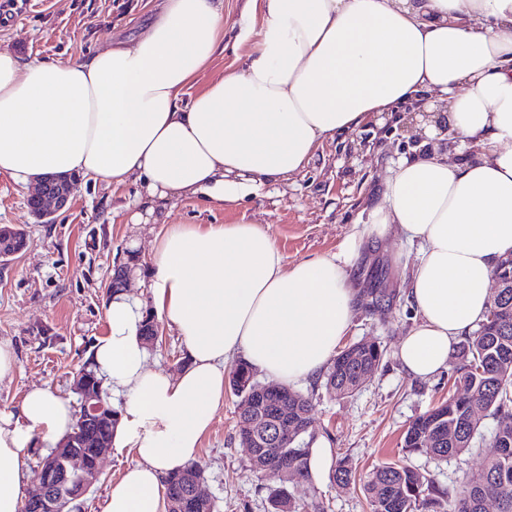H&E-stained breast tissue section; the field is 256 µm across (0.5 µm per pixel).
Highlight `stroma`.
<instances>
[{
	"instance_id": "stroma-1",
	"label": "stroma",
	"mask_w": 512,
	"mask_h": 512,
	"mask_svg": "<svg viewBox=\"0 0 512 512\" xmlns=\"http://www.w3.org/2000/svg\"><path fill=\"white\" fill-rule=\"evenodd\" d=\"M145 21V12L132 10L130 0H0V49L31 60L78 59L112 40L134 38ZM404 118V113L386 112L337 134L300 173L285 182L267 181L244 199H172L158 208V224L135 223V216L146 213L138 184L114 189L87 180L81 181L69 210L56 223L42 224L27 204L31 185L0 176V225H21L32 241L24 254L0 266V343L9 344L16 355L14 374L0 381V410L16 408L35 386L75 399L73 374L109 330L107 285L125 251L138 257L127 293L149 311L153 247L164 224L257 223L292 263L336 254L347 239H355L358 256L351 278L357 292L379 287L394 294L392 306L382 309L356 303L348 342L373 340L386 351L363 387L344 398L331 397L318 380L301 387L315 404L314 455L326 457L330 466L337 453H347L361 471L403 458L445 486L477 473L493 451L490 441L447 463L424 453L402 452L409 423L447 398L450 379L459 368L454 354L447 368L429 379L411 378L402 368L398 345L418 320L408 298L418 247L392 234L369 232L373 210L384 203L390 169L415 147L398 132ZM147 364L179 374L184 344L174 328L161 325L156 344L147 349ZM239 403L232 390H225L224 402L201 440L203 489L215 512H264L274 481L250 468L240 441ZM329 466L313 470L311 482L292 486L297 503L321 499L328 503V512H369L360 487L331 481Z\"/></svg>"
}]
</instances>
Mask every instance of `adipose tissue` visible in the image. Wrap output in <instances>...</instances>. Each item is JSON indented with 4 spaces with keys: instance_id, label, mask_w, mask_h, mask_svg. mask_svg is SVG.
Wrapping results in <instances>:
<instances>
[{
    "instance_id": "ef3b65f1",
    "label": "adipose tissue",
    "mask_w": 512,
    "mask_h": 512,
    "mask_svg": "<svg viewBox=\"0 0 512 512\" xmlns=\"http://www.w3.org/2000/svg\"><path fill=\"white\" fill-rule=\"evenodd\" d=\"M150 13L133 42L79 60L0 50V175L76 174L134 182L161 202H233L289 179L324 141L375 114L440 108L469 157L437 146L401 160L372 231L394 227L420 247L403 369L418 379L445 369L512 252V0H246L243 68L198 92L224 50V0H153ZM355 249L291 264L257 224L165 226L152 301L189 364L174 377L149 369L142 314L113 295L93 363L120 400L113 450L135 460L102 512H166L164 479L197 459L235 359L282 384L317 376L352 325ZM74 413L40 386L0 411V512H19L36 438H62Z\"/></svg>"
}]
</instances>
